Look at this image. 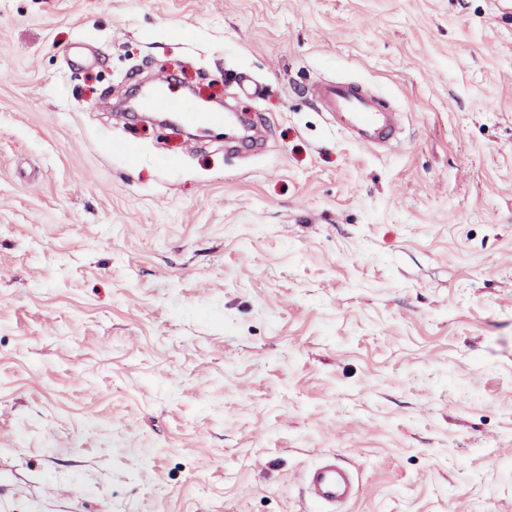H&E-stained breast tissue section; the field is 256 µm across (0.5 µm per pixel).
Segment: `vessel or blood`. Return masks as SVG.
<instances>
[{"label": "vessel or blood", "mask_w": 512, "mask_h": 512, "mask_svg": "<svg viewBox=\"0 0 512 512\" xmlns=\"http://www.w3.org/2000/svg\"><path fill=\"white\" fill-rule=\"evenodd\" d=\"M310 94L324 111L352 133L358 144L372 148L395 140L394 113L360 85L322 81L311 87ZM308 487L314 500L330 505L346 502L354 491L349 473L332 461L323 462L311 471Z\"/></svg>", "instance_id": "vessel-or-blood-1"}]
</instances>
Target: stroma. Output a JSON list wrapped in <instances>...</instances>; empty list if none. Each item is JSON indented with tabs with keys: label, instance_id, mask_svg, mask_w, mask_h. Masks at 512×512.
<instances>
[{
	"label": "stroma",
	"instance_id": "35a3bbf8",
	"mask_svg": "<svg viewBox=\"0 0 512 512\" xmlns=\"http://www.w3.org/2000/svg\"><path fill=\"white\" fill-rule=\"evenodd\" d=\"M0 512H512V0H0ZM313 99L353 135V140L367 148L390 145L396 138L397 122L381 99L360 85L350 82L322 81L311 88ZM308 487L314 500L334 506L346 502L354 491L349 473L333 461H325L311 471Z\"/></svg>",
	"mask_w": 512,
	"mask_h": 512
}]
</instances>
